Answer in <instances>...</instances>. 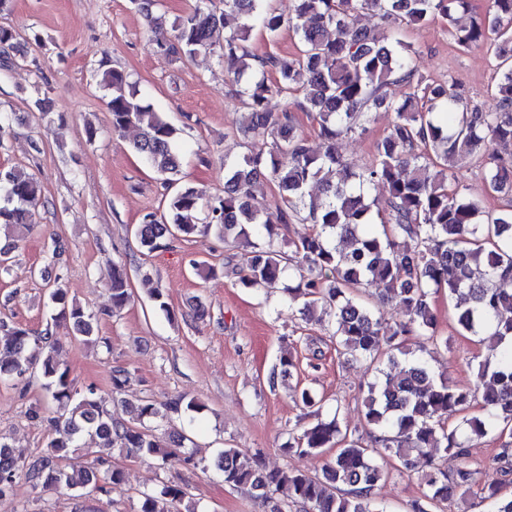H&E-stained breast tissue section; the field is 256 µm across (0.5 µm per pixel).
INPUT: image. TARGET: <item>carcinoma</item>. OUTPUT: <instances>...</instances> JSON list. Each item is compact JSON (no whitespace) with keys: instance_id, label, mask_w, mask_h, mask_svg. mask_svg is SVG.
<instances>
[{"instance_id":"1","label":"carcinoma","mask_w":512,"mask_h":512,"mask_svg":"<svg viewBox=\"0 0 512 512\" xmlns=\"http://www.w3.org/2000/svg\"><path fill=\"white\" fill-rule=\"evenodd\" d=\"M158 2L137 5L150 23L156 52L180 61L208 51L237 64L233 80L245 82V133L257 150L240 162L224 161L222 196L182 186L179 130L144 103L129 75L103 70L113 132L140 128L132 148L165 188V213L149 212L135 227L141 248L151 253L171 238L214 228L224 242L250 247L248 273L241 279L247 288L276 289L285 271L299 269L301 282L286 288L289 301L301 302L305 317L314 316L320 306L333 309L335 330L329 331V338L336 355L365 361L376 370L363 415L372 445H363L348 430L340 410L323 417L321 401L303 388L295 400L314 422L301 434L288 436L285 450L325 457L321 472L267 470L259 454L225 448L215 460L224 483L245 488L263 501L286 486L295 503L313 512H386L376 490L389 475L386 459L391 458L407 471L421 464L428 467L424 499L414 504V512L450 503L474 484L486 512H512L506 481L479 484L481 469L465 467L450 474L439 463L441 456L465 459L474 440L495 435L501 444L492 464L502 476L512 474V442L503 440L505 434L512 435V209L487 213L479 202L448 187V172L476 156L485 161L488 186L496 193H512V155L496 149L512 143V0H489L486 15L467 26L456 22L469 0H296V13L288 17L268 8L265 0H224L220 13L208 0H197L177 19L171 34L154 14ZM367 11L392 25L389 36L356 23ZM228 14L243 20L230 32L224 31ZM435 16L455 26L456 43L463 49L493 40L499 60L493 110L460 108L451 86L427 83L414 69L410 46L395 25L419 24ZM254 20L272 41L282 30H292L299 54L264 59L252 55L245 34ZM269 71L276 75L272 83L265 77ZM391 84L409 92L400 101H389L385 88ZM299 93L297 105L318 125L323 141L318 153L297 132L288 113L268 110L271 96ZM384 105L395 112V120L377 143L375 158L352 172L338 140L365 130L369 110ZM266 174L277 183L280 201L274 212L261 214L252 209L250 198L257 180ZM313 182L322 186L325 198L308 194ZM377 184L387 188L382 200L370 196ZM40 203L41 188L33 175L0 169V227L29 228ZM294 219L312 224L313 231L295 244L298 261L293 264L277 238L264 230ZM62 281L63 275H56L49 294L52 310L57 318L70 321L80 337L89 338L95 316L69 299ZM372 282L383 285L401 318L385 322L358 301L355 290ZM110 290L116 308L131 300L122 269L113 268ZM440 293L453 302L457 332L479 336L487 346L472 384H454L430 365L429 359L448 347L434 310ZM8 335V345L0 348V381L26 375L33 364L25 355L30 342L44 349L41 373L49 415L34 409L32 416L44 420L53 437L41 454L28 460L16 457L0 439V495L19 475L43 489L108 495L125 480L121 467L106 465L114 448L128 456L152 455L163 468L195 464L194 454L180 451L183 436L173 437L168 449L145 421L169 422L197 413L202 409L198 402L177 398L158 406L146 401L129 409L130 422L118 421L104 408L94 386L76 388L49 334L17 324ZM412 336L420 339L416 350L409 347ZM383 364L397 368V375L384 371ZM294 369L293 355H283L270 382L293 376ZM476 403L479 412L474 414ZM448 414L461 416L452 430L441 422ZM84 434L103 440L91 463L72 457ZM332 449L335 454L326 456ZM186 497L184 487L164 484L141 494L138 512H197L191 505L180 508Z\"/></svg>"}]
</instances>
